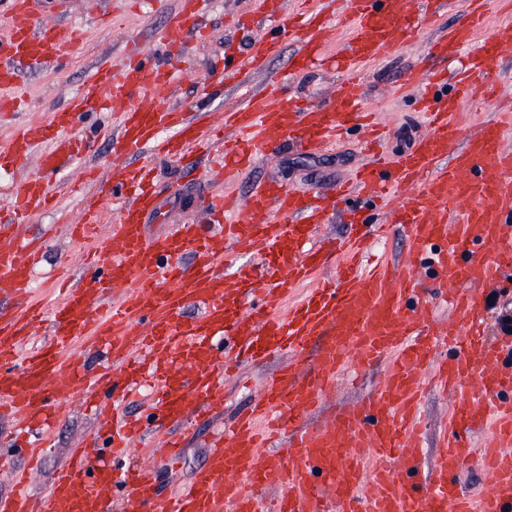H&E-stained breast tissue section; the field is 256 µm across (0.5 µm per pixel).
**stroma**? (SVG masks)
I'll return each mask as SVG.
<instances>
[{
	"label": "stroma",
	"instance_id": "obj_1",
	"mask_svg": "<svg viewBox=\"0 0 512 512\" xmlns=\"http://www.w3.org/2000/svg\"><path fill=\"white\" fill-rule=\"evenodd\" d=\"M112 2L43 0L41 19L50 20L62 28L82 26L85 52L77 64L56 72L20 67L19 85L28 101L27 109L19 115L20 120L35 122L49 113L62 110L70 95L81 89L90 71L120 63L130 46H137L145 57H154L158 33L167 17L180 6V0H163L157 6L132 8L118 16L113 27L108 29L99 24L98 16L102 11L111 9ZM250 9V0H212L203 16L211 36L204 41L189 40L184 61L170 63L174 79L162 97L163 104H174L187 112L206 106L218 110L239 98V91L224 89L223 85L218 84L217 77L224 67L225 42L244 45L250 39L270 33V27L266 24L245 32L229 27L232 16L245 14ZM435 32L422 30L411 44L400 51L381 56L365 72L361 90L367 108L375 112L378 121L387 129L380 146L387 159H396L408 151L425 132L418 114L419 88L402 90L398 83L405 72L415 68L427 56ZM368 160L361 139L354 131L343 134L333 148L315 155L305 153L296 146L282 145L273 159L260 160L253 171L227 185L202 180L201 171L208 161L206 154H199L190 169L173 160L158 159L154 165L161 183L177 179L182 183L183 190L174 198L161 195V213L147 218L148 232L153 235L163 231L168 224L199 220L201 200L208 195L231 191L244 196L255 182L267 178L297 192H314L349 181ZM80 218L78 197L66 193L58 196L55 211L36 216V223L53 227L46 260L33 284L37 297L47 300L54 297L50 278L61 260L67 259L74 264L80 262L82 250L69 242L66 231L67 223L78 222ZM267 373L264 367L245 369L241 383L224 389L225 419H232L259 393ZM91 426L92 419L82 411L80 403H72L65 422L57 431L56 444L44 460L42 474L36 483L37 490L46 489L52 471L67 448ZM214 429V424L200 423L195 439L177 464L167 463L164 448L154 439L138 441L133 461L159 471L163 480L185 482L203 466L206 444Z\"/></svg>",
	"mask_w": 512,
	"mask_h": 512
}]
</instances>
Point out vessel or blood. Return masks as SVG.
Listing matches in <instances>:
<instances>
[{"instance_id": "vessel-or-blood-1", "label": "vessel or blood", "mask_w": 512, "mask_h": 512, "mask_svg": "<svg viewBox=\"0 0 512 512\" xmlns=\"http://www.w3.org/2000/svg\"><path fill=\"white\" fill-rule=\"evenodd\" d=\"M201 0H181L162 27L158 53L179 57L189 37L206 38ZM282 15L283 0H253L254 14L232 19L250 29L255 16L280 18L276 35L234 51L221 77L246 88L223 123L163 105L170 74L141 55L87 76L65 111L15 126L0 138V160L22 169L0 205V420L27 469L0 493V512H512V336L487 337L488 298L512 270V150L501 139L512 128V108L465 132L461 103L493 100L482 78L512 47V22L490 30L482 44L491 0H464L460 22L437 38L429 55L465 54L464 70L420 68L403 85L423 84L418 107L426 132L395 162L375 161L355 177L369 203L396 201L390 223L365 224L350 211L354 235L315 241L343 184L311 196L274 180L247 197L211 198L205 214L220 229L174 224L150 236L145 219L158 205L154 170L144 153L191 162L216 152V179L253 168L280 140L315 153L350 129L373 137L371 114L357 91L367 63L397 51L419 33L410 0H337L348 30L347 48L328 53L322 12L298 0ZM36 0H0L8 19L0 36V112H17L16 66L61 68L76 60L83 35L39 21ZM298 44L289 77L326 65L344 79L329 104L285 91L270 61L284 41ZM102 113L94 137L75 133L85 115ZM117 133L106 163L116 184L85 201L86 220L70 225L73 241L88 245L80 279L53 304L32 292L44 236L31 220L56 199L52 176L88 153L95 136ZM36 172H27L31 156ZM123 203L111 234L98 217L113 198ZM403 228L406 254L397 264L363 265L372 237ZM306 292L288 310L295 289ZM451 308L437 317L436 302ZM51 317L53 336L36 341ZM105 355L90 367L86 349ZM274 355L286 361L264 382L260 397L225 427L204 465L170 489L131 462L144 432L161 435L170 458L186 445L184 425L219 413L232 371ZM380 369L382 377L361 406L324 411L340 376L352 367ZM156 396L140 416L117 404L140 388ZM82 389L100 416L97 428L70 448L48 493L28 491L44 451L62 422L72 393ZM452 398L438 431L439 453L421 463L422 402L429 390ZM482 468L486 486L460 483L466 465Z\"/></svg>"}]
</instances>
